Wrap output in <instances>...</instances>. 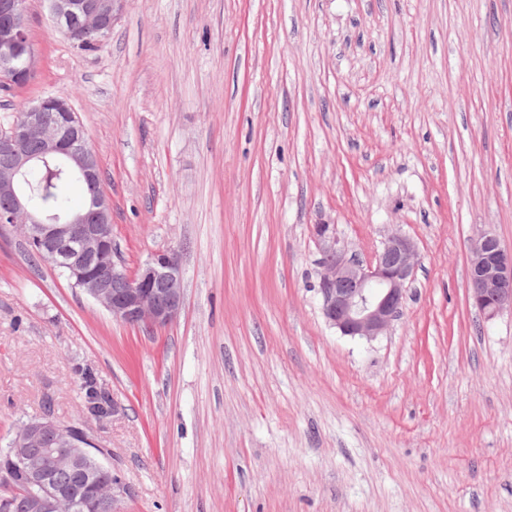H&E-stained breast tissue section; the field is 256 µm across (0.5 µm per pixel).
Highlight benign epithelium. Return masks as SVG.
<instances>
[{"mask_svg":"<svg viewBox=\"0 0 512 512\" xmlns=\"http://www.w3.org/2000/svg\"><path fill=\"white\" fill-rule=\"evenodd\" d=\"M51 19L69 41L78 33L83 39L105 42L112 32V17L118 0H46ZM38 72L37 54L27 33L25 0L0 3V80L6 84L30 83ZM65 111V128L48 124L45 112L52 102ZM42 143V157L63 156L82 175L89 189L83 212L59 220L30 206L22 180L32 164L24 143ZM88 135L72 106L62 98L42 97L27 103L20 120L0 136V151L12 155L13 163L0 169V194L8 197L12 210L0 216L3 224L22 223L29 243L42 247L50 262L67 273L72 285L112 312V317L149 328L171 324L183 306L180 262L172 252L153 254L134 272L114 260L107 237L112 208L100 188L95 153L87 146ZM319 279L316 285L321 312L328 326L351 338L372 339L386 331L401 313L406 287L414 277L418 251L414 240L400 233L389 235L374 258L366 263L349 255L334 224H316ZM112 269V279L125 288H111L93 272L85 258ZM469 291L473 306L492 320L512 313V249L505 248L490 230L474 238L469 258ZM62 427L48 418L25 423L12 440L11 456L26 463L31 492V512H60L63 504L79 507L78 500L50 486L46 478L62 469L90 468L102 483L99 507L117 510L116 483L111 467L92 451L87 436L76 429L66 437V446L52 448ZM32 442L43 444L42 452L28 454Z\"/></svg>","mask_w":512,"mask_h":512,"instance_id":"1","label":"benign epithelium"}]
</instances>
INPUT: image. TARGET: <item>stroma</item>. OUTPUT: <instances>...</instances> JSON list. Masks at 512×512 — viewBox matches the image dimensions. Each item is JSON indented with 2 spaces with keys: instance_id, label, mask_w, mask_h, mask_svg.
I'll return each instance as SVG.
<instances>
[{
  "instance_id": "obj_1",
  "label": "stroma",
  "mask_w": 512,
  "mask_h": 512,
  "mask_svg": "<svg viewBox=\"0 0 512 512\" xmlns=\"http://www.w3.org/2000/svg\"><path fill=\"white\" fill-rule=\"evenodd\" d=\"M27 23L39 72L0 119L67 99L116 261L177 250L184 303L121 322L1 228L0 448L81 428L121 512H512V315L467 284L479 230L512 249V0H122L94 51L43 0ZM321 221L363 259L417 245L376 340L322 316Z\"/></svg>"
}]
</instances>
